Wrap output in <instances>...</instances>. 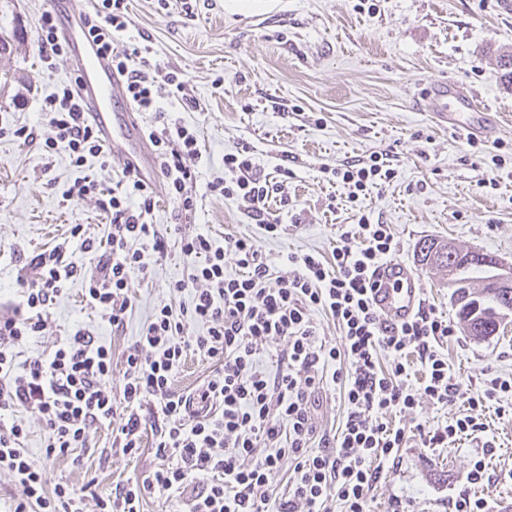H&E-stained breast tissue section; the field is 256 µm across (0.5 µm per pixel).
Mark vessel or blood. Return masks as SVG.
Instances as JSON below:
<instances>
[{
  "instance_id": "1",
  "label": "vessel or blood",
  "mask_w": 512,
  "mask_h": 512,
  "mask_svg": "<svg viewBox=\"0 0 512 512\" xmlns=\"http://www.w3.org/2000/svg\"><path fill=\"white\" fill-rule=\"evenodd\" d=\"M66 40L78 66L79 92L90 122L107 146H120L125 162L140 179L155 182L156 161L142 134L138 114L128 107L120 112L113 109L114 104L122 102L123 94L112 77L106 56L82 24H70ZM421 104L451 130L465 132L472 138L490 132L487 113L479 111L469 96L447 84L430 85ZM375 282L374 304L389 323L407 320L423 303L424 287L419 275L402 262L392 261L382 266Z\"/></svg>"
}]
</instances>
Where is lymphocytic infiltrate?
Listing matches in <instances>:
<instances>
[{
    "mask_svg": "<svg viewBox=\"0 0 512 512\" xmlns=\"http://www.w3.org/2000/svg\"><path fill=\"white\" fill-rule=\"evenodd\" d=\"M82 21L110 59L130 106L153 115L144 135L161 179L156 186L143 182L126 166L111 187L78 179L68 188L75 201L100 197L110 217L108 247L100 249L75 224L70 241L26 258L29 274L17 280L22 299L0 314V411L35 413L52 432L50 457L87 447L93 428L106 423L111 453L139 452L148 431L156 462L141 481L107 494L89 484L51 487L22 446L25 427L0 424V470L20 489L9 512H141L145 495L155 493L168 495L177 512H369L383 465H397L407 442L390 417L413 409L417 393L441 405L462 398L470 409L421 432L424 447L447 448L483 431L473 409L512 395V382L495 377L480 393L463 396L439 351L451 334L447 320L422 308L391 325L373 304L375 274L396 250L389 225L360 215L357 231L342 232L330 255H288L295 271L283 277L252 237L228 234L217 246L208 232L154 224L156 189L188 222L203 190L277 232L269 202L284 194L292 173L279 164L277 179L263 175L255 146L244 141L225 152L223 176L199 185V131L183 115L201 105L186 74L160 67L151 45L127 37L126 0H93ZM41 110L43 130L19 127L15 138L48 155L65 152L76 168L107 161L109 149L87 123L75 83L46 96ZM333 175L364 192L391 180L394 171L374 155ZM174 241L195 260L186 278L169 285L181 302L154 309L125 353L120 385L112 383L111 348L82 328L15 372L13 347L43 334L50 307L72 277L83 276L88 306L113 331H123L133 278H148ZM80 252L92 257L89 271L80 269ZM314 310L332 319L336 340L317 339ZM193 326L200 332L192 336ZM191 353L211 360L212 371L198 388L176 391L173 374ZM413 354L424 373L417 389L407 383ZM329 389L344 406L331 435L319 432L313 416L320 393Z\"/></svg>",
    "mask_w": 512,
    "mask_h": 512,
    "instance_id": "lymphocytic-infiltrate-1",
    "label": "lymphocytic infiltrate"
}]
</instances>
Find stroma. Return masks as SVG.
Returning <instances> with one entry per match:
<instances>
[{"mask_svg":"<svg viewBox=\"0 0 512 512\" xmlns=\"http://www.w3.org/2000/svg\"><path fill=\"white\" fill-rule=\"evenodd\" d=\"M129 0V33L148 37L153 58L184 71L203 112L188 113L199 126L208 155L200 182L223 176V157L239 141L251 142L265 173L275 157L287 156L288 216L277 236L222 198H204L198 223L208 225L216 244L225 234L248 235L277 261L280 275L293 268L290 253L330 255L340 234L357 231L360 214L389 225L396 260L414 267L425 288L424 305L446 315L453 329L441 352L463 393L483 390L489 375L512 380V324L503 335L475 340L463 333L445 276L421 266L420 239L452 242L512 263V81L498 65L512 52V0ZM44 0H0V29L18 30L0 80V305L17 302L20 265L12 255L51 250L72 225L91 236L107 235L108 219L94 198L66 199L75 179L110 184L122 168L111 153L108 169L92 161L81 168L66 154L46 157L38 146L13 137L14 129L42 128L43 98L73 80L70 58L53 68L41 62L37 36ZM436 81L458 84L493 116L490 136L470 141L440 127L419 104L421 91ZM383 153L394 177L370 188L358 201L350 189L329 178V169ZM496 186H488V178ZM192 259L172 248L149 280H133L134 305L123 334L90 310L81 278L51 309L41 336L19 349L18 363L54 350L60 338L89 329L112 349L115 371L122 355L150 318L154 307L173 302L171 282L186 277ZM463 403L417 405L397 420L407 446L397 468L373 493L372 512H390L394 498L412 500L416 512H451L460 490L488 502L489 512H512V399L488 402L475 415L486 430L450 448H426L420 429L466 414ZM28 427V454L47 472L49 483L99 491L136 480L155 462L151 436H143L138 456L115 454L100 461L81 449L49 459L52 433L35 416L20 412ZM485 477L468 485L475 460Z\"/></svg>","mask_w":512,"mask_h":512,"instance_id":"35a3bbf8","label":"stroma"}]
</instances>
